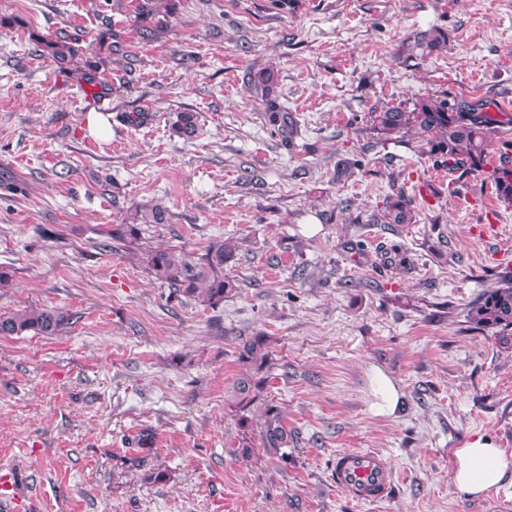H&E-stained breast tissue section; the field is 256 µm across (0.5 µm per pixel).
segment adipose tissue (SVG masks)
Instances as JSON below:
<instances>
[{
  "mask_svg": "<svg viewBox=\"0 0 512 512\" xmlns=\"http://www.w3.org/2000/svg\"><path fill=\"white\" fill-rule=\"evenodd\" d=\"M451 478L461 493L480 497L504 480H512V455L497 448L491 439L477 438L455 450Z\"/></svg>",
  "mask_w": 512,
  "mask_h": 512,
  "instance_id": "obj_1",
  "label": "adipose tissue"
}]
</instances>
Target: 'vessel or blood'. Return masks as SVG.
Instances as JSON below:
<instances>
[{
	"label": "vessel or blood",
	"mask_w": 512,
	"mask_h": 512,
	"mask_svg": "<svg viewBox=\"0 0 512 512\" xmlns=\"http://www.w3.org/2000/svg\"><path fill=\"white\" fill-rule=\"evenodd\" d=\"M337 484L361 501L385 498L391 483L387 463L377 454L351 450L339 453L335 462Z\"/></svg>",
	"instance_id": "b4317fda"
}]
</instances>
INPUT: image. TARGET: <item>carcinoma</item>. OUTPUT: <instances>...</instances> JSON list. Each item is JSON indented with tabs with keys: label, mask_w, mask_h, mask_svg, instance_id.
Returning <instances> with one entry per match:
<instances>
[{
	"label": "carcinoma",
	"mask_w": 512,
	"mask_h": 512,
	"mask_svg": "<svg viewBox=\"0 0 512 512\" xmlns=\"http://www.w3.org/2000/svg\"><path fill=\"white\" fill-rule=\"evenodd\" d=\"M449 41L447 30L432 28L416 33L408 51L427 57L447 46ZM43 48L61 64L77 54V49L61 37L44 42ZM256 89L265 102L269 124L288 129L290 137L297 133V125L272 97L271 75H262ZM492 106V101L482 98H421L413 103L410 110L392 106L370 112V131L381 143L396 139L402 141L411 133L417 134L437 165L468 175L481 172L490 164L489 139L503 124V117L490 111ZM172 129L183 138L194 136L197 130L195 113H177ZM495 188L497 199L512 206L511 165L505 164L495 170ZM373 221L376 224H415L417 213L401 188L388 197ZM166 222V211L157 205L137 209L125 223L112 227L110 239L129 248L142 240L143 226ZM237 249V242L231 238L211 242L198 257L175 248L159 247L149 251L147 266L157 280L168 286L169 297L181 303L194 302L215 308L237 288L235 280L224 273V266L233 259ZM74 318L75 315L64 308H24L0 314V336H25L29 333L54 336L71 325ZM467 320L476 330L492 331L505 345L512 342V274L502 276L499 286L485 290L469 305ZM238 359L246 366V372L234 382L233 398L237 407L247 410L259 400L268 381L271 356L266 338L253 336L243 342L238 348ZM238 425L245 434L238 449L241 458H251L253 448L248 434L257 428L262 447L281 460H288L285 448L294 442V438L288 432L283 412L277 405L263 404L260 418L256 420L241 415Z\"/></svg>",
	"instance_id": "1"
}]
</instances>
